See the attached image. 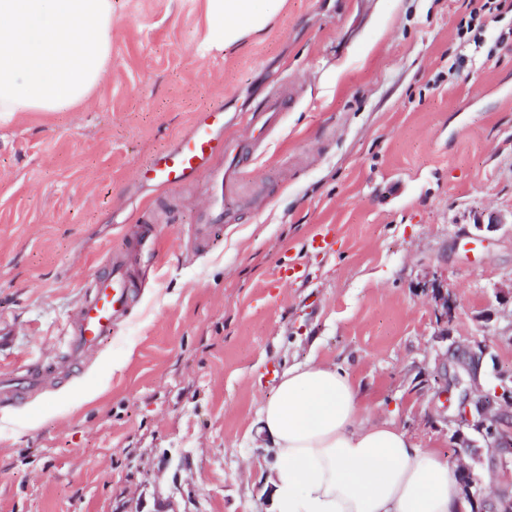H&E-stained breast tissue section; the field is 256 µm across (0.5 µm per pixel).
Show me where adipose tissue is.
<instances>
[{"label":"adipose tissue","mask_w":512,"mask_h":512,"mask_svg":"<svg viewBox=\"0 0 512 512\" xmlns=\"http://www.w3.org/2000/svg\"><path fill=\"white\" fill-rule=\"evenodd\" d=\"M207 50L263 30L264 0H205ZM112 0H0V112H58L105 76ZM275 512H469L454 458L376 419L341 368L288 367L261 404Z\"/></svg>","instance_id":"obj_1"}]
</instances>
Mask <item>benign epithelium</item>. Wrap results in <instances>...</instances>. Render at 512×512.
Listing matches in <instances>:
<instances>
[{
	"mask_svg": "<svg viewBox=\"0 0 512 512\" xmlns=\"http://www.w3.org/2000/svg\"><path fill=\"white\" fill-rule=\"evenodd\" d=\"M433 296L438 319L445 323L451 321L455 315V303L451 295L436 288ZM452 391L458 396L456 442L465 448L459 456L469 457L476 448V442L463 433L466 427L477 432L487 450L499 458L502 466H507L508 455L512 453V438L502 430L499 414L506 407L512 408V386L503 383L490 395L482 391L478 377L470 372L466 375L458 373L446 383L444 392Z\"/></svg>",
	"mask_w": 512,
	"mask_h": 512,
	"instance_id": "7a95c632",
	"label": "benign epithelium"
}]
</instances>
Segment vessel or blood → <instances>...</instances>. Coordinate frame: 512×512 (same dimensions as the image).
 Returning <instances> with one entry per match:
<instances>
[{
  "mask_svg": "<svg viewBox=\"0 0 512 512\" xmlns=\"http://www.w3.org/2000/svg\"><path fill=\"white\" fill-rule=\"evenodd\" d=\"M290 104L286 85L274 87L264 106L253 112L245 140L236 144L224 139L223 109L210 108L197 113L189 131L173 147L156 154L138 176L166 190L184 188L204 176L219 195H227L245 175L246 159L263 146L266 133L276 126ZM218 156L224 160L219 168L212 164ZM199 215L200 222L192 227L189 238L200 247L206 244L215 226L235 221L234 214L213 202L200 206ZM138 295L137 271L125 255H113L107 267L95 277L76 313L68 319L64 354L50 366L30 363L0 372V404L23 402L51 378L78 372L111 339Z\"/></svg>",
  "mask_w": 512,
  "mask_h": 512,
  "instance_id": "b4317fda",
  "label": "vessel or blood"
}]
</instances>
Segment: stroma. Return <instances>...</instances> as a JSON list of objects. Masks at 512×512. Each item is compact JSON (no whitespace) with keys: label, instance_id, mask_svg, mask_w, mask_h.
Returning a JSON list of instances; mask_svg holds the SVG:
<instances>
[{"label":"stroma","instance_id":"35a3bbf8","mask_svg":"<svg viewBox=\"0 0 512 512\" xmlns=\"http://www.w3.org/2000/svg\"><path fill=\"white\" fill-rule=\"evenodd\" d=\"M283 0L200 54L204 0H112L103 81L66 112L0 115V363L51 360L133 225L156 227L125 324L76 376L0 406V512H272L258 409L282 372L345 370L372 414L454 451L448 349L512 374V0ZM293 103L224 200L137 170L224 109L239 135L281 82ZM327 235L331 252L314 248ZM301 280L271 287L273 270ZM454 319L438 322L433 286ZM200 224H195L189 232V238L198 247H204L213 228L218 224H232L235 215L224 210L214 202L204 203L199 208Z\"/></svg>","mask_w":512,"mask_h":512}]
</instances>
